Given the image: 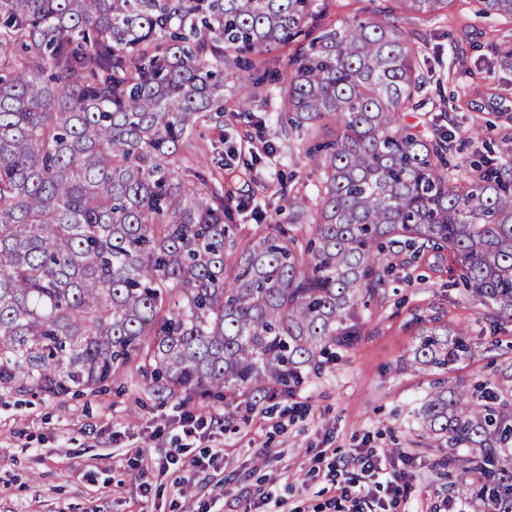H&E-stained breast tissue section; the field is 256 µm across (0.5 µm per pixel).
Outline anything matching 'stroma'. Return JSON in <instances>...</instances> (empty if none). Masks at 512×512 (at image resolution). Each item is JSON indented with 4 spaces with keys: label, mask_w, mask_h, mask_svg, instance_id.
I'll list each match as a JSON object with an SVG mask.
<instances>
[{
    "label": "stroma",
    "mask_w": 512,
    "mask_h": 512,
    "mask_svg": "<svg viewBox=\"0 0 512 512\" xmlns=\"http://www.w3.org/2000/svg\"><path fill=\"white\" fill-rule=\"evenodd\" d=\"M401 27L420 51L428 83L408 116L428 136L450 131L451 170L469 176L486 151L512 157V60L490 43L512 46V20L479 16L469 0ZM272 74L259 82L250 112L205 123L195 146L207 179L225 178L237 239L253 233L251 207L288 213L290 196L314 200L318 175L301 151ZM382 303L370 305L358 340L337 351L320 375L292 395L254 410L226 412L218 400H185L159 391L129 365L92 393L55 397L0 391V512H334L332 487L351 449L406 453L408 512H447L454 500L438 479L439 448L419 435L415 411L436 376L404 369L401 360L425 319L446 315L473 345L451 380L495 381L512 362V325L489 335L477 306L466 301L447 261L404 248L391 258ZM206 421L202 436H184L183 412ZM146 449L145 458L135 456ZM182 461L169 464L174 449ZM222 449L210 468L186 466Z\"/></svg>",
    "instance_id": "35a3bbf8"
}]
</instances>
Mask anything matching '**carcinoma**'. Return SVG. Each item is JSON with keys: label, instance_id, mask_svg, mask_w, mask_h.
I'll return each mask as SVG.
<instances>
[{"label": "carcinoma", "instance_id": "obj_1", "mask_svg": "<svg viewBox=\"0 0 512 512\" xmlns=\"http://www.w3.org/2000/svg\"><path fill=\"white\" fill-rule=\"evenodd\" d=\"M327 0H0V389L93 392L140 359L163 390L252 410L359 336L388 246L448 252L494 335L512 324V158L462 183L446 138L406 121L426 82L389 0L336 22ZM512 18V0H474ZM295 45L283 102L306 132L315 202L236 242L222 183L190 179L224 74ZM235 109L257 99L240 75ZM435 313L403 359L471 357ZM448 491L512 512V364L495 391L441 380L417 409Z\"/></svg>", "mask_w": 512, "mask_h": 512}]
</instances>
